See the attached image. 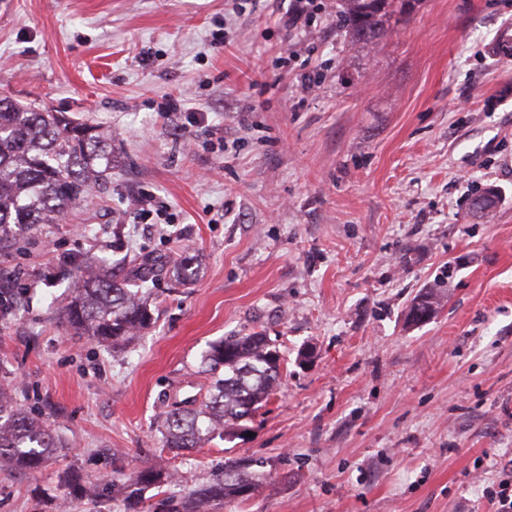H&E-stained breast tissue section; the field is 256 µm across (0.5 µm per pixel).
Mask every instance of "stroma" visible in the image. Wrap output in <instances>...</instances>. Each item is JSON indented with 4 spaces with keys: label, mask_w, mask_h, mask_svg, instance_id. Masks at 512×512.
I'll return each instance as SVG.
<instances>
[{
    "label": "stroma",
    "mask_w": 512,
    "mask_h": 512,
    "mask_svg": "<svg viewBox=\"0 0 512 512\" xmlns=\"http://www.w3.org/2000/svg\"><path fill=\"white\" fill-rule=\"evenodd\" d=\"M0 0V93L112 135L122 164L64 224L24 233L0 279L29 292L0 317V385L69 446L0 471V512H123L95 452L126 472L177 471L174 496L231 458L268 478L218 512H490L512 459V0H421L375 47L314 0ZM182 98L203 112L164 114ZM495 186L492 217L467 207ZM166 205L162 224L137 203ZM191 257L192 285H155V322L107 347L60 306L87 257ZM441 298L411 325L415 296ZM266 332L281 384L248 433L163 450L170 397L205 392L209 342ZM313 348L310 362L298 353Z\"/></svg>",
    "instance_id": "stroma-1"
}]
</instances>
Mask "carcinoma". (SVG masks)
<instances>
[{"label":"carcinoma","mask_w":512,"mask_h":512,"mask_svg":"<svg viewBox=\"0 0 512 512\" xmlns=\"http://www.w3.org/2000/svg\"><path fill=\"white\" fill-rule=\"evenodd\" d=\"M383 8L368 0H341L339 25L367 45L384 36L390 21L407 11L408 0H385ZM120 163L112 153V134L66 115L0 95V248L12 247L17 235L38 224H57L95 188L106 186ZM167 272L188 284L199 269L188 260L172 265L161 258L144 259L125 272L91 257L77 277L75 295L62 310V324L76 336L103 344L125 341L152 321L150 283ZM209 375L205 394L175 402L159 422L163 447L202 448L216 437L227 438L246 428L271 399L283 376V358L275 344L259 332L233 333L209 343L201 361ZM60 438L31 413L11 405L0 390V464L19 474L45 467ZM108 448L101 465L112 477V491L124 505L175 478L145 468L130 474ZM260 459L224 463L204 485L181 500L162 497L152 512H212L226 499L246 500L259 488Z\"/></svg>","instance_id":"carcinoma-1"}]
</instances>
